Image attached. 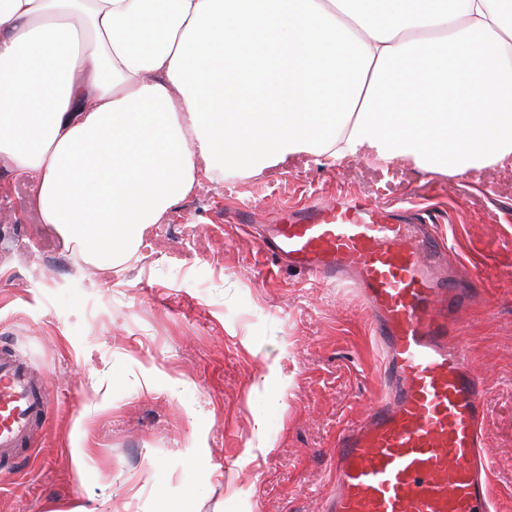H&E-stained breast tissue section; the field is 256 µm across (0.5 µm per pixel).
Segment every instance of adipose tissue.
Wrapping results in <instances>:
<instances>
[{
	"mask_svg": "<svg viewBox=\"0 0 512 512\" xmlns=\"http://www.w3.org/2000/svg\"><path fill=\"white\" fill-rule=\"evenodd\" d=\"M364 151L512 166V0H0V159L98 269L201 180Z\"/></svg>",
	"mask_w": 512,
	"mask_h": 512,
	"instance_id": "obj_1",
	"label": "adipose tissue"
}]
</instances>
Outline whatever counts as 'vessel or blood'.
<instances>
[{
	"instance_id": "1",
	"label": "vessel or blood",
	"mask_w": 512,
	"mask_h": 512,
	"mask_svg": "<svg viewBox=\"0 0 512 512\" xmlns=\"http://www.w3.org/2000/svg\"><path fill=\"white\" fill-rule=\"evenodd\" d=\"M260 249L277 266L355 289L383 356L387 391L338 432L322 512H496L484 389L465 346L447 340V310L463 288L441 274L442 247L428 227L340 196L289 211ZM50 409L29 366L1 344L0 465L25 451Z\"/></svg>"
}]
</instances>
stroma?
Returning a JSON list of instances; mask_svg holds the SVG:
<instances>
[{"label": "stroma", "mask_w": 512, "mask_h": 512, "mask_svg": "<svg viewBox=\"0 0 512 512\" xmlns=\"http://www.w3.org/2000/svg\"><path fill=\"white\" fill-rule=\"evenodd\" d=\"M32 190L0 165V341L52 410L0 512H320L337 433L385 392L381 356L355 291L273 266L254 228L344 194L426 211L482 288L448 321L484 387L498 512H512V195L368 152L334 168L306 154L205 183L104 273L28 208ZM247 202L249 226L234 217ZM273 366L284 382L263 387Z\"/></svg>", "instance_id": "obj_1"}]
</instances>
